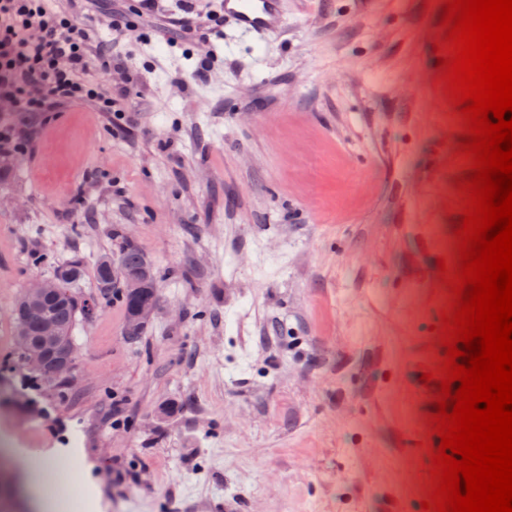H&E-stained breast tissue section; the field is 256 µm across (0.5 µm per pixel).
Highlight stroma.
I'll return each mask as SVG.
<instances>
[{
  "mask_svg": "<svg viewBox=\"0 0 512 512\" xmlns=\"http://www.w3.org/2000/svg\"><path fill=\"white\" fill-rule=\"evenodd\" d=\"M443 2L284 0L259 43L126 32L127 131L69 106L0 182V435L98 512H423L440 439L420 376L451 300L435 260H458L467 173L433 82ZM129 245L160 275L136 342L96 281ZM73 260L96 306L61 386L20 368L10 308ZM28 496L0 460V512Z\"/></svg>",
  "mask_w": 512,
  "mask_h": 512,
  "instance_id": "1",
  "label": "stroma"
}]
</instances>
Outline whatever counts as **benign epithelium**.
Listing matches in <instances>:
<instances>
[{"mask_svg":"<svg viewBox=\"0 0 512 512\" xmlns=\"http://www.w3.org/2000/svg\"><path fill=\"white\" fill-rule=\"evenodd\" d=\"M112 283L121 285L131 297L137 299L132 311V331H139L155 311L154 303L142 300L150 289V283L126 271L119 262L112 263ZM61 299V276L55 275L48 280L30 283L14 308L18 315H32L41 323V338L36 343L28 342L25 321L20 319L14 324V334L22 348L21 367L52 382L69 380L77 358L76 345L57 328L49 315V305Z\"/></svg>","mask_w":512,"mask_h":512,"instance_id":"benign-epithelium-1","label":"benign epithelium"}]
</instances>
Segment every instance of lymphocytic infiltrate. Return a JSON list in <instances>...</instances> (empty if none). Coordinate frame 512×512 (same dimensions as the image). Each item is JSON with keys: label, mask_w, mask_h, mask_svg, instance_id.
<instances>
[{"label": "lymphocytic infiltrate", "mask_w": 512, "mask_h": 512, "mask_svg": "<svg viewBox=\"0 0 512 512\" xmlns=\"http://www.w3.org/2000/svg\"><path fill=\"white\" fill-rule=\"evenodd\" d=\"M128 66L119 48L93 46L88 30L52 0H0V101L20 112H60L74 104L112 112V88L87 73Z\"/></svg>", "instance_id": "1"}]
</instances>
